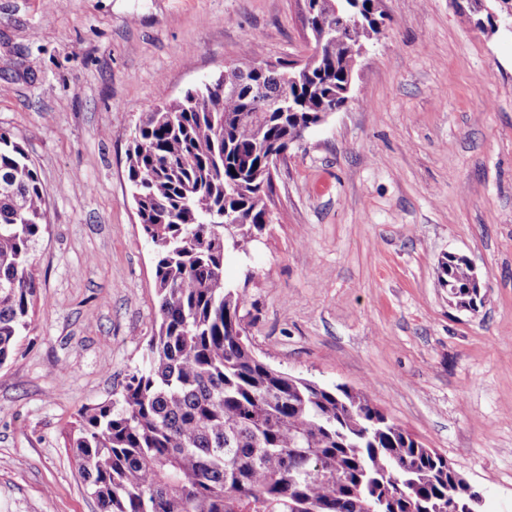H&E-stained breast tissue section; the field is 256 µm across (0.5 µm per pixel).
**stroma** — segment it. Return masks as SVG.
<instances>
[{"label":"stroma","mask_w":512,"mask_h":512,"mask_svg":"<svg viewBox=\"0 0 512 512\" xmlns=\"http://www.w3.org/2000/svg\"><path fill=\"white\" fill-rule=\"evenodd\" d=\"M356 100L274 175L243 324L275 368L366 394L512 512V30L450 0H381ZM305 56L304 0H0V130L47 223L34 316L0 366V512H96L66 433L139 367L159 315L126 152L141 112L239 63ZM483 278L475 312L438 282ZM474 272V285L477 288L478 296L481 298L482 290V278L481 275L476 271L474 266L471 267L469 262L462 259H448L441 263L438 267V280L441 286L447 285L449 291L457 289L459 292L458 299L461 302H465L470 299L469 296L465 295V290L470 284L473 272Z\"/></svg>","instance_id":"stroma-1"}]
</instances>
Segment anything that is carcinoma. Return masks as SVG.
<instances>
[{"label":"carcinoma","instance_id":"carcinoma-1","mask_svg":"<svg viewBox=\"0 0 512 512\" xmlns=\"http://www.w3.org/2000/svg\"><path fill=\"white\" fill-rule=\"evenodd\" d=\"M371 27L379 0H340ZM368 40L354 29L323 47L306 81L292 61L253 68L233 90L215 81L142 113L127 152L139 224L155 253L159 325L143 366L112 399L85 407L68 433L99 512H443L448 459L373 411L362 393L272 368L242 329L246 288L224 259H250L271 222L279 151L336 101ZM288 92V111L258 112ZM241 218L232 235L224 221ZM47 208L25 149L0 131V365L30 325L39 282L30 260ZM469 262L447 260L440 284L458 299Z\"/></svg>","mask_w":512,"mask_h":512}]
</instances>
